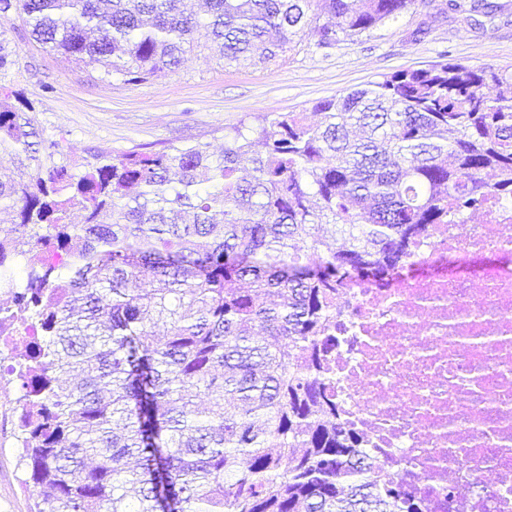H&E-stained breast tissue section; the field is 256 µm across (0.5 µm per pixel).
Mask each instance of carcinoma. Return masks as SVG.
Instances as JSON below:
<instances>
[{"label": "carcinoma", "mask_w": 512, "mask_h": 512, "mask_svg": "<svg viewBox=\"0 0 512 512\" xmlns=\"http://www.w3.org/2000/svg\"><path fill=\"white\" fill-rule=\"evenodd\" d=\"M414 4L204 0L193 15L181 0H0V15L131 83L175 71L201 29L224 64L257 66ZM448 10L495 19L488 3ZM316 111L242 123L218 157L183 144L76 171L0 84V153L27 170L0 179L15 224L0 279L38 256L13 297L35 333L17 441L37 512H421L336 414V293L393 278L416 238L487 195L512 202V72L448 60Z\"/></svg>", "instance_id": "cac0c4a2"}]
</instances>
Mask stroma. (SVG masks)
Here are the masks:
<instances>
[{
	"mask_svg": "<svg viewBox=\"0 0 512 512\" xmlns=\"http://www.w3.org/2000/svg\"><path fill=\"white\" fill-rule=\"evenodd\" d=\"M495 22L471 25L447 10V0L424 35L415 30L424 9L396 22L320 48L307 38L294 50L260 68L227 67L209 50L205 33L175 72L127 83L95 80L85 64L66 60L21 40L16 16L0 19V43L12 47L15 65L0 72L33 108L38 130L60 140L71 161L93 155L159 152L171 144L199 143L213 154L240 122L288 112H312L323 100L400 70L454 59L472 68L512 72V0ZM19 382L0 381V512H33L35 497L21 483L14 448Z\"/></svg>",
	"mask_w": 512,
	"mask_h": 512,
	"instance_id": "1",
	"label": "stroma"
}]
</instances>
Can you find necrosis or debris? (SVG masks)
<instances>
[{"mask_svg":"<svg viewBox=\"0 0 512 512\" xmlns=\"http://www.w3.org/2000/svg\"><path fill=\"white\" fill-rule=\"evenodd\" d=\"M412 260L337 293L336 409L423 512H512V203L432 225Z\"/></svg>","mask_w":512,"mask_h":512,"instance_id":"necrosis-or-debris-1","label":"necrosis or debris"}]
</instances>
